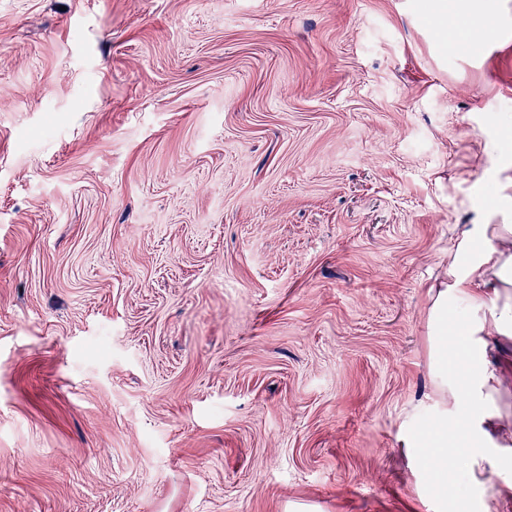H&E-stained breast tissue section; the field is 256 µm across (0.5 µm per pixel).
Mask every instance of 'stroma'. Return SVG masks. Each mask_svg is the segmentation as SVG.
<instances>
[{"instance_id":"1","label":"stroma","mask_w":512,"mask_h":512,"mask_svg":"<svg viewBox=\"0 0 512 512\" xmlns=\"http://www.w3.org/2000/svg\"><path fill=\"white\" fill-rule=\"evenodd\" d=\"M0 93V512H512V374L409 444L512 0H0Z\"/></svg>"}]
</instances>
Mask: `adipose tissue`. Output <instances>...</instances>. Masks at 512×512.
Listing matches in <instances>:
<instances>
[{
  "label": "adipose tissue",
  "mask_w": 512,
  "mask_h": 512,
  "mask_svg": "<svg viewBox=\"0 0 512 512\" xmlns=\"http://www.w3.org/2000/svg\"><path fill=\"white\" fill-rule=\"evenodd\" d=\"M465 243L470 248L469 255L458 252L451 255L449 280L436 291L432 307V315L439 326L433 343L435 394L441 403L455 406L469 401L477 385L487 394H494L502 377L486 372L482 356L470 350L458 355L456 363H449L448 317L453 307L462 304L486 311V318L472 325L469 335L487 336L494 332L512 335V302L502 298L503 292L512 287V226H483L480 231L469 232ZM459 427L458 421L443 414L421 438L423 445L430 449L423 462L436 488L443 492L448 489V439L458 433Z\"/></svg>",
  "instance_id": "adipose-tissue-1"
}]
</instances>
